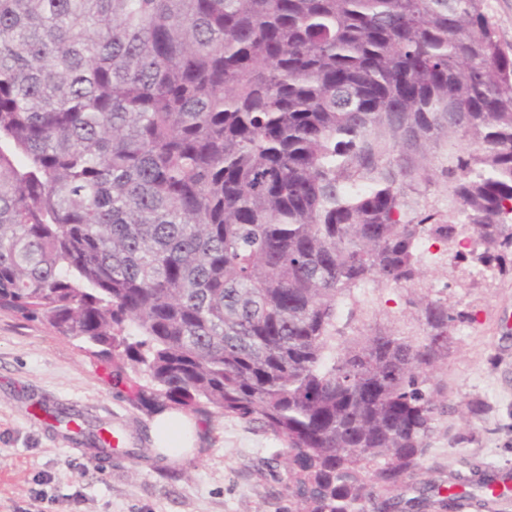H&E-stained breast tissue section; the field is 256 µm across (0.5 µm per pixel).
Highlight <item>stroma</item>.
Returning a JSON list of instances; mask_svg holds the SVG:
<instances>
[{
	"instance_id": "1",
	"label": "stroma",
	"mask_w": 512,
	"mask_h": 512,
	"mask_svg": "<svg viewBox=\"0 0 512 512\" xmlns=\"http://www.w3.org/2000/svg\"><path fill=\"white\" fill-rule=\"evenodd\" d=\"M477 261L425 267L433 296L463 312L433 380L448 411L419 460L425 479L442 484L473 468L512 470V272L472 277ZM402 289L364 288L342 297L362 308L371 332L397 328L422 337ZM78 414L82 427L126 437L111 465L66 448L41 426L40 404ZM157 412L132 405L112 366L46 325L0 311V512H289L271 468L283 444L239 418L196 416L193 452L160 456L151 434ZM46 499L35 500L37 490Z\"/></svg>"
}]
</instances>
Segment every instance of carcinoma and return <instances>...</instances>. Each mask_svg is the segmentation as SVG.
<instances>
[{
  "mask_svg": "<svg viewBox=\"0 0 512 512\" xmlns=\"http://www.w3.org/2000/svg\"><path fill=\"white\" fill-rule=\"evenodd\" d=\"M441 189L448 208L429 202ZM512 270V52L485 0H0V309L133 402L284 444L296 512H424L465 315L341 341L418 240Z\"/></svg>",
  "mask_w": 512,
  "mask_h": 512,
  "instance_id": "1",
  "label": "carcinoma"
}]
</instances>
